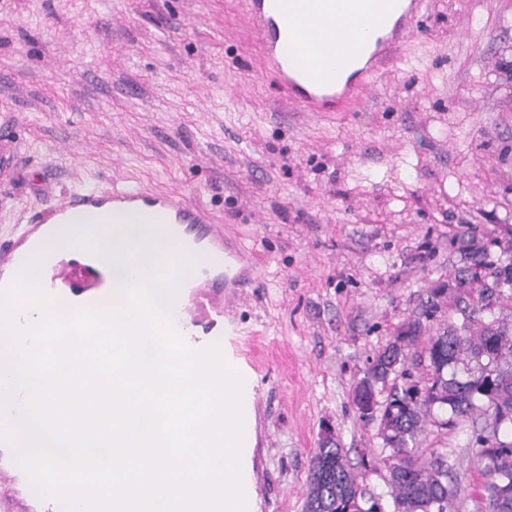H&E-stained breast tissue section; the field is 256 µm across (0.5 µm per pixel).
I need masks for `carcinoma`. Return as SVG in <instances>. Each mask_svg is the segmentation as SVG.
Listing matches in <instances>:
<instances>
[{
	"label": "carcinoma",
	"instance_id": "1",
	"mask_svg": "<svg viewBox=\"0 0 512 512\" xmlns=\"http://www.w3.org/2000/svg\"><path fill=\"white\" fill-rule=\"evenodd\" d=\"M465 266L454 275V287L477 286L478 297L455 303L462 323L448 324L421 339V322L410 320L378 352L352 389V401L367 399L382 407L377 435L394 459L388 486L393 512H452L457 485L448 470V451L434 448L427 461L411 455L427 424L446 427L456 417L481 422L469 454L480 469L481 496L491 512H512V440L500 430L512 429V322L484 320L501 298L512 300V246L478 239L464 230L457 238ZM500 249L493 259L489 247ZM445 289L434 288L422 316L441 307ZM426 365L428 378L416 379L407 365ZM446 418L439 419L433 410ZM367 490L360 474L331 437L324 438L311 459L305 512H348Z\"/></svg>",
	"mask_w": 512,
	"mask_h": 512
}]
</instances>
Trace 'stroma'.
I'll use <instances>...</instances> for the list:
<instances>
[{"mask_svg":"<svg viewBox=\"0 0 512 512\" xmlns=\"http://www.w3.org/2000/svg\"><path fill=\"white\" fill-rule=\"evenodd\" d=\"M238 0H0V244L61 195L148 185L203 203L253 253L231 349L256 364L251 512H305L331 433L387 496L391 462L352 389L465 226L512 238V0H425L419 33L356 112L279 98ZM471 420L429 426L455 512H487Z\"/></svg>","mask_w":512,"mask_h":512,"instance_id":"1","label":"stroma"}]
</instances>
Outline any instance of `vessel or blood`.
Returning a JSON list of instances; mask_svg holds the SVG:
<instances>
[{
  "label": "vessel or blood",
  "instance_id": "1",
  "mask_svg": "<svg viewBox=\"0 0 512 512\" xmlns=\"http://www.w3.org/2000/svg\"><path fill=\"white\" fill-rule=\"evenodd\" d=\"M423 0H243L251 32L256 36L269 78L292 107L301 112H347L361 101L374 79L392 71L401 61L422 14ZM361 16L369 33L338 45L340 66L311 74L297 69L281 51L283 43L298 35L299 18L310 19L319 29L331 27L336 14ZM111 216L120 224L143 217L188 258L205 253L209 261L194 275L180 281L176 298L175 328L193 326L200 335L187 338L194 349L214 344L213 329L230 316V301L238 289L259 277L252 254L224 234L202 204L189 201L176 190L149 186L108 192H74L37 212L23 235L0 246V287L25 277L31 255L48 248L60 225L85 217ZM84 249L63 245L47 266L42 287L48 295L74 300L76 307H106L112 290L104 271L84 261ZM22 393L0 403V512H55V500L40 496L29 484L17 460L25 439L19 425Z\"/></svg>",
  "mask_w": 512,
  "mask_h": 512
}]
</instances>
